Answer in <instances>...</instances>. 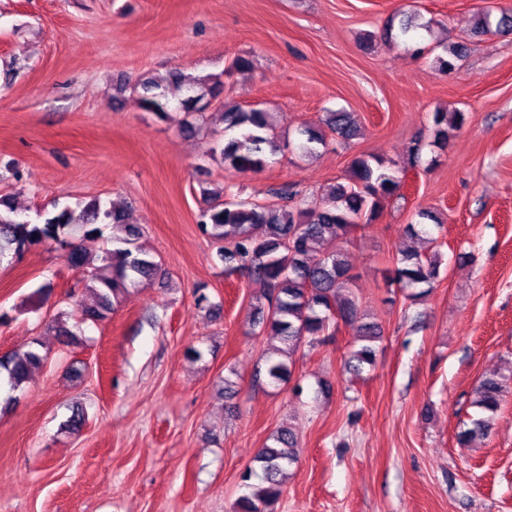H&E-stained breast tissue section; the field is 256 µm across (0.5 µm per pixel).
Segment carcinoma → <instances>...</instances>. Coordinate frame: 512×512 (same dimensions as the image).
I'll return each instance as SVG.
<instances>
[{"instance_id": "cac0c4a2", "label": "carcinoma", "mask_w": 512, "mask_h": 512, "mask_svg": "<svg viewBox=\"0 0 512 512\" xmlns=\"http://www.w3.org/2000/svg\"><path fill=\"white\" fill-rule=\"evenodd\" d=\"M429 24L419 22L411 13L400 22L404 36ZM496 30L512 31V14L503 11L496 24L490 14L479 15L473 35L483 36ZM447 57H438V71L455 69L466 52L462 44L445 48ZM142 94L141 107L164 120L173 119L169 94L183 93L177 109L187 116L202 115L210 102L217 101L223 109L224 143L213 149L224 167L239 173L262 171L268 164L267 154L281 149L280 136L272 113L261 107L244 108L230 104L221 95L224 83L218 75L194 77L181 70H171L165 76H144L138 82ZM434 144L441 148L465 122L462 112L438 110L432 116ZM328 132L349 142L355 139L359 126L354 113L339 110L326 115ZM326 132V133H328ZM326 133L312 127L300 131L304 141L299 150L304 155L315 152L316 146L326 145ZM421 142H415L405 166L394 169L372 155L353 159L345 181L326 189L318 205L301 208L295 204L297 192L284 184L276 191L277 202L259 204L243 200L230 201L221 193H206V206L199 214V230L216 243L224 261V272L241 274L258 285L254 299L255 334L271 336L281 343L275 349L279 358L264 360L265 377L271 383L289 382L293 378V356L302 345L312 348L332 335L338 324L354 332V343L348 364L357 373L375 362L381 327L364 320L358 300L350 291V262L343 243L361 226L372 224L381 216L391 199L401 196L403 174L419 164ZM419 221L405 226L404 233L412 239L430 234L424 221L442 227L430 211L416 213ZM112 228L107 246L97 255L93 265L82 242L103 237ZM139 232L125 223V214L115 208L104 209L99 200L85 203L80 210L64 208L33 223L18 212L10 197L0 195V261L18 256L31 246L48 241L64 251L68 262L80 269L89 265L93 272L85 287L92 290L97 303L81 309V319L98 322L114 310L128 288L164 277V271L153 257L136 244ZM441 260L438 253L421 252L411 248L396 259L391 280L405 291L404 299L413 303L426 296L440 277ZM44 356L37 347L14 353L1 363L8 376L10 389L19 390L32 369L40 366ZM508 377L498 372L483 376L476 384L472 405L487 413H495L501 404ZM490 430L487 418L471 420V427L458 433V441L467 443ZM298 458L297 437L291 429H281L271 437L255 457L263 485L250 484L253 469L241 476L251 489L235 504V512H272L281 495L288 466Z\"/></svg>"}]
</instances>
